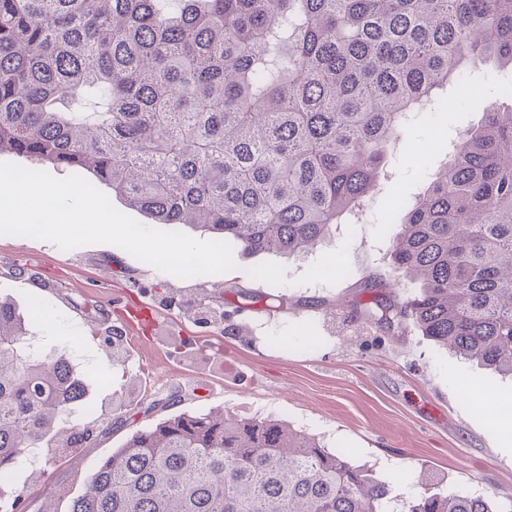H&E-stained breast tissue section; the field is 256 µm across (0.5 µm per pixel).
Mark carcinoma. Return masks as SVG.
<instances>
[{
  "instance_id": "cac0c4a2",
  "label": "carcinoma",
  "mask_w": 512,
  "mask_h": 512,
  "mask_svg": "<svg viewBox=\"0 0 512 512\" xmlns=\"http://www.w3.org/2000/svg\"><path fill=\"white\" fill-rule=\"evenodd\" d=\"M512 72V0H0V153L87 171L159 225L244 255L300 256L370 196L410 113L464 66ZM91 98L103 112L77 111ZM482 121L407 208L390 263L419 282L366 320L409 322L512 376V108ZM0 299V500L28 448L56 461L94 426L62 353L25 346ZM69 512H512L463 490L406 498L288 423L206 412L140 429Z\"/></svg>"
}]
</instances>
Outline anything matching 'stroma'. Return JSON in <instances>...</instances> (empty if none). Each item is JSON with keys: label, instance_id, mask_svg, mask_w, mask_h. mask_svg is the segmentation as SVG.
Instances as JSON below:
<instances>
[{"label": "stroma", "instance_id": "35a3bbf8", "mask_svg": "<svg viewBox=\"0 0 512 512\" xmlns=\"http://www.w3.org/2000/svg\"><path fill=\"white\" fill-rule=\"evenodd\" d=\"M499 99L496 69L456 76L445 105L416 115L396 145L386 180L357 223L339 224L301 257L236 255L232 274L180 279L111 244L64 251L25 236H0V295L28 317L27 347L66 354L88 376L72 423L106 427L40 483L39 498L68 512L88 475L135 431L179 413L221 409L270 418L349 451L360 464L419 492L426 471L442 490L512 501V378L452 356L414 326L383 332L357 313L374 297L404 299L415 282L390 264L393 198L412 205L477 124L474 97ZM205 300L239 328L199 322ZM42 316H31L32 308ZM119 329L111 351L102 338ZM123 363L113 366V354ZM133 401L116 414L115 401Z\"/></svg>", "mask_w": 512, "mask_h": 512}]
</instances>
